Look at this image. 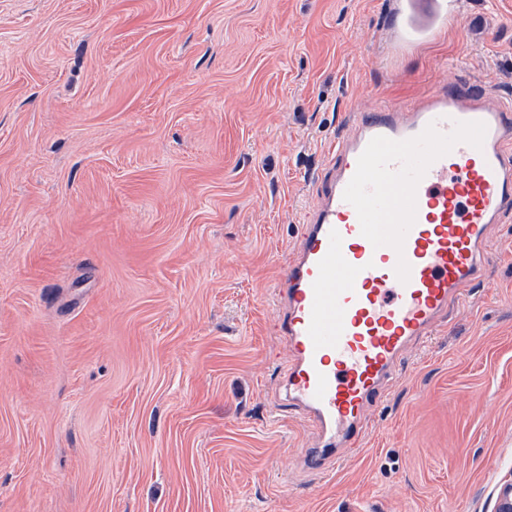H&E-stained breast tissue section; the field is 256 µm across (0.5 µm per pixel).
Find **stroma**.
<instances>
[{"label": "stroma", "mask_w": 512, "mask_h": 512, "mask_svg": "<svg viewBox=\"0 0 512 512\" xmlns=\"http://www.w3.org/2000/svg\"><path fill=\"white\" fill-rule=\"evenodd\" d=\"M390 0H0V512H495L512 221L325 475L271 325L326 150L448 77L512 99V0L392 54Z\"/></svg>", "instance_id": "obj_1"}]
</instances>
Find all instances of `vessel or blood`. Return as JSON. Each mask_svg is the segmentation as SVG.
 <instances>
[{"label":"vessel or blood","instance_id":"1","mask_svg":"<svg viewBox=\"0 0 512 512\" xmlns=\"http://www.w3.org/2000/svg\"><path fill=\"white\" fill-rule=\"evenodd\" d=\"M467 0H394L391 53L461 21ZM315 177L276 331L288 407L313 429L300 464L324 474L361 450L404 356L445 326L512 220V105L437 81L417 102L354 113Z\"/></svg>","mask_w":512,"mask_h":512}]
</instances>
